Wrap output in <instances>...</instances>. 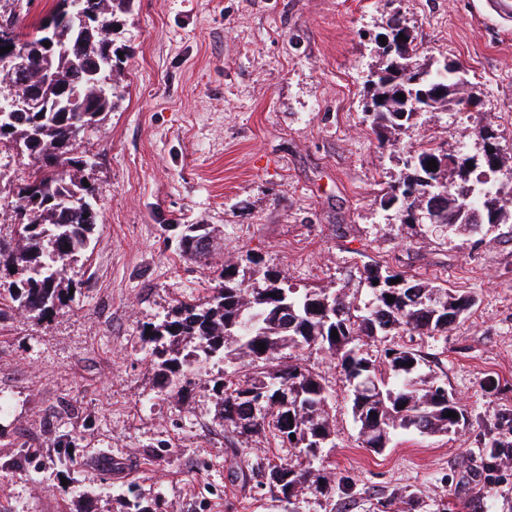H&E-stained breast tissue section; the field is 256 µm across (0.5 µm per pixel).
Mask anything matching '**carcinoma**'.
<instances>
[{"label":"carcinoma","mask_w":512,"mask_h":512,"mask_svg":"<svg viewBox=\"0 0 512 512\" xmlns=\"http://www.w3.org/2000/svg\"><path fill=\"white\" fill-rule=\"evenodd\" d=\"M75 2L57 0V8L35 22L39 29L52 28L50 45L44 46L39 37L29 42V68L12 79L29 84L42 102L41 110L15 112L6 102L14 93L0 92V146H17L32 160L28 179L18 186L12 215L23 216V222L13 224L9 241L0 240V272L10 278L0 282V317L15 311L46 321L68 306L73 282L65 277L66 266L78 261L99 232L96 213L81 205L88 198L83 185L88 158L78 150V140L112 109V31L88 33L85 16L75 13ZM83 2L106 24L130 0ZM382 56L375 92L364 105L381 145L397 149L384 133L404 126L419 110L468 104L460 95V68L445 64L429 69L418 62L410 41ZM400 93L402 100L397 98ZM432 159L436 168L429 171ZM498 163L496 154L474 178L476 167H467V160L423 150L413 162H404L410 173L381 189L380 204L386 209L395 202L402 208L407 195L414 193L435 223L476 233L506 218L500 184L490 178ZM213 251L208 227L184 225L183 256L206 263ZM252 263L257 265L253 281L246 280L235 264H226L205 304L181 301L167 319L143 335L157 365L161 391L182 403L191 397L188 374L214 359L244 362L252 370L243 380L233 372L212 380L224 435L232 444L262 435L275 447L288 449L295 461L277 464L257 456L243 466L235 460L230 465L234 480L248 484L262 478L258 485L278 500L295 499L291 512H299L307 494L329 502L346 487L324 466L325 449L336 447L327 389L305 365L281 361L285 349L317 346L333 356L349 387L364 448L382 451L398 429L448 433L465 423L464 410L448 385L424 371L425 358L416 349L396 345L372 359L363 347L394 329L411 336L446 337L475 305L473 297L366 266L363 279L371 299L360 308L343 286L332 294L321 288H284L279 272L260 267L256 259ZM397 278L400 282L391 283ZM334 329L336 339L331 335ZM260 343L265 349L258 348ZM285 397L288 408L283 410ZM450 411L456 416H446ZM127 509L168 512L160 500L144 505L137 497Z\"/></svg>","instance_id":"1"}]
</instances>
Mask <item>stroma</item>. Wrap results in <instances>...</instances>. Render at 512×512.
I'll return each mask as SVG.
<instances>
[{"label": "stroma", "instance_id": "obj_1", "mask_svg": "<svg viewBox=\"0 0 512 512\" xmlns=\"http://www.w3.org/2000/svg\"><path fill=\"white\" fill-rule=\"evenodd\" d=\"M399 16L417 59L469 72L476 105L419 114L381 147L363 110L379 38ZM123 58L114 107L85 131L101 227L66 271L74 302L46 322L0 318V512H127L132 497L169 512H288L267 489L232 483L224 424L203 380L188 404L159 391L145 325L201 302L226 262L251 259L294 288L343 284L364 306L365 265L473 295L447 337L394 330L421 352L466 420L453 434L399 431L363 448L348 389L325 350L292 358L322 377L336 434L328 465L348 493L300 512H403L404 490L448 512H512V457L486 469L485 444L512 442V220L477 234L431 232L383 209L402 160L427 148L483 156L493 131L512 173V6L507 0H131L116 16ZM29 158L0 150V238ZM186 224H205L209 264L181 258ZM70 447L66 461L60 448Z\"/></svg>", "mask_w": 512, "mask_h": 512}]
</instances>
